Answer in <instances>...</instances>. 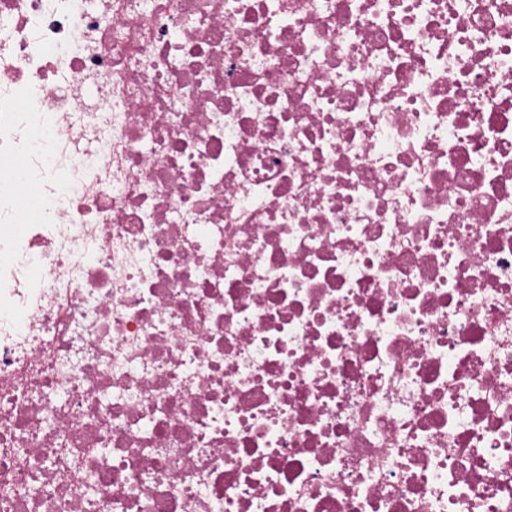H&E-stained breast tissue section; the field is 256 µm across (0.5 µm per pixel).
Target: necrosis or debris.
I'll list each match as a JSON object with an SVG mask.
<instances>
[{
	"mask_svg": "<svg viewBox=\"0 0 512 512\" xmlns=\"http://www.w3.org/2000/svg\"><path fill=\"white\" fill-rule=\"evenodd\" d=\"M0 512H512V0H0Z\"/></svg>",
	"mask_w": 512,
	"mask_h": 512,
	"instance_id": "obj_1",
	"label": "necrosis or debris"
}]
</instances>
